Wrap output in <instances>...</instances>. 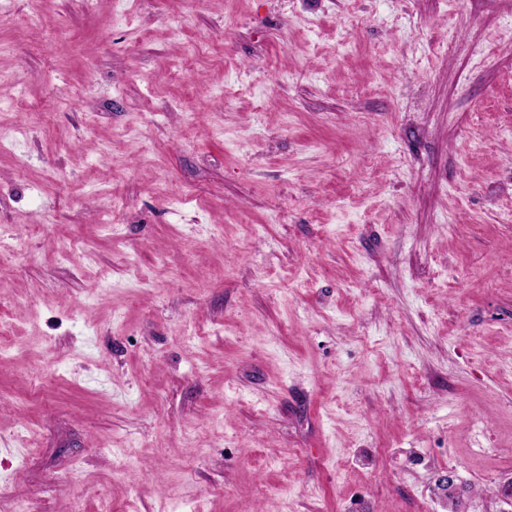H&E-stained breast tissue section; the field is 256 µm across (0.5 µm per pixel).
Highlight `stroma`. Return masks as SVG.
Masks as SVG:
<instances>
[{"label":"stroma","instance_id":"obj_1","mask_svg":"<svg viewBox=\"0 0 512 512\" xmlns=\"http://www.w3.org/2000/svg\"><path fill=\"white\" fill-rule=\"evenodd\" d=\"M6 7L0 512H512V0Z\"/></svg>","mask_w":512,"mask_h":512}]
</instances>
